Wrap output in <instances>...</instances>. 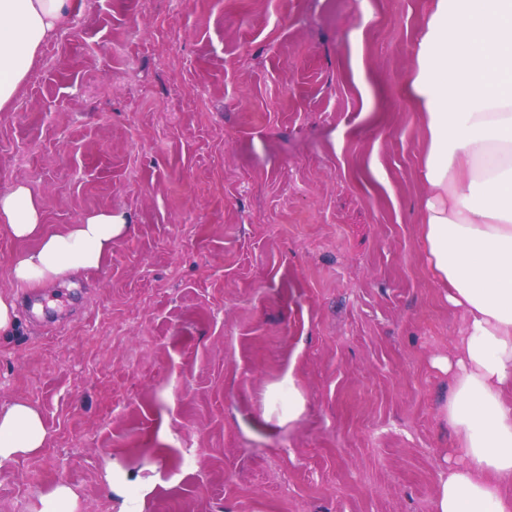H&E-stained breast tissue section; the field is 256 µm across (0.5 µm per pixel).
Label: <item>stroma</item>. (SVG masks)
<instances>
[{"mask_svg":"<svg viewBox=\"0 0 512 512\" xmlns=\"http://www.w3.org/2000/svg\"><path fill=\"white\" fill-rule=\"evenodd\" d=\"M10 109L0 192L48 230L131 232L99 268L17 284L0 233V405L49 428L0 512H431L455 446L435 367L464 328L416 235L406 79L428 0H72ZM294 373L297 422L262 426ZM17 307L15 297L0 293V335L9 336L14 332L18 322ZM76 500L77 494L71 487L59 484L40 497L33 512H74Z\"/></svg>","mask_w":512,"mask_h":512,"instance_id":"obj_1","label":"stroma"}]
</instances>
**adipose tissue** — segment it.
Listing matches in <instances>:
<instances>
[{
    "mask_svg": "<svg viewBox=\"0 0 512 512\" xmlns=\"http://www.w3.org/2000/svg\"><path fill=\"white\" fill-rule=\"evenodd\" d=\"M70 0H0V110L8 109ZM408 85L421 118L424 187L418 236L433 280L465 319L435 364L460 462L438 482L432 512H512V0H430ZM131 229L100 211L48 233L32 190L0 194V230L34 240L11 266L32 288L98 268ZM306 399L292 375L267 392L265 419L297 421ZM40 411L0 406V464L44 448Z\"/></svg>",
    "mask_w": 512,
    "mask_h": 512,
    "instance_id": "ef3b65f1",
    "label": "adipose tissue"
}]
</instances>
